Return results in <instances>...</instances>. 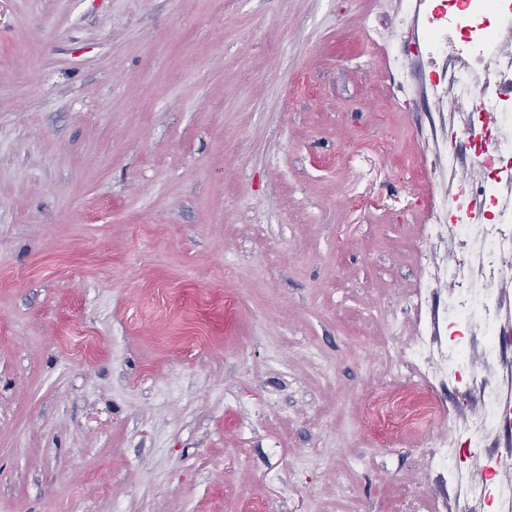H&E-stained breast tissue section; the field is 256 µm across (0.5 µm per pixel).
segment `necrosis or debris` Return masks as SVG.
<instances>
[{
    "instance_id": "obj_1",
    "label": "necrosis or debris",
    "mask_w": 512,
    "mask_h": 512,
    "mask_svg": "<svg viewBox=\"0 0 512 512\" xmlns=\"http://www.w3.org/2000/svg\"><path fill=\"white\" fill-rule=\"evenodd\" d=\"M405 17L425 16L419 35L404 28L390 33L394 84L409 96L404 59L420 54L441 63L440 89L449 91L461 129L472 137L476 177L462 180L452 196H440L427 211L417 249L421 279L405 295L415 316L413 335H403L391 322L390 335L402 349L387 350L384 372L390 389L364 406L367 424H384L423 434L420 461L424 470L450 474L465 487L455 512H478L487 495L481 473L450 469L451 452L461 440L498 448L499 467L512 466V138L503 134L512 124V30L496 19L512 16V0H448L428 6L427 0H406ZM456 220L449 233L447 217ZM448 285L444 309L434 308L432 291ZM465 318L480 339V365L472 369L467 394H480V406L449 417L434 398L459 379V361L469 352L449 353L441 330L449 314Z\"/></svg>"
}]
</instances>
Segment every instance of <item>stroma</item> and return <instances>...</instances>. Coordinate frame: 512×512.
<instances>
[{
	"instance_id": "1",
	"label": "stroma",
	"mask_w": 512,
	"mask_h": 512,
	"mask_svg": "<svg viewBox=\"0 0 512 512\" xmlns=\"http://www.w3.org/2000/svg\"><path fill=\"white\" fill-rule=\"evenodd\" d=\"M372 0H0V512L453 502L365 401L419 279L436 125ZM479 512H501L512 469Z\"/></svg>"
}]
</instances>
